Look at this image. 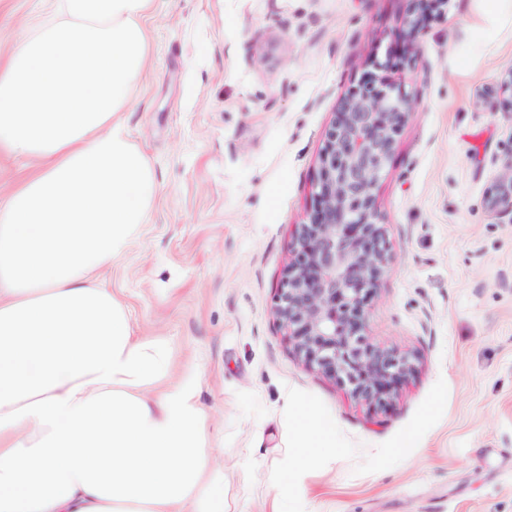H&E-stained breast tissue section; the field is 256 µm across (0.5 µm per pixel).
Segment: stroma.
Masks as SVG:
<instances>
[{
  "instance_id": "1",
  "label": "stroma",
  "mask_w": 512,
  "mask_h": 512,
  "mask_svg": "<svg viewBox=\"0 0 512 512\" xmlns=\"http://www.w3.org/2000/svg\"><path fill=\"white\" fill-rule=\"evenodd\" d=\"M153 0L150 63L123 118L150 160L148 221L101 274L137 336L192 377L224 512H512V114L478 102L512 66V0ZM52 0H0V44ZM387 78L409 116L374 194L391 261L366 339L414 357L385 408L306 367L278 326L341 100ZM336 446L292 481L288 400ZM414 7L404 24L411 33L417 34L425 17L446 3V0H412ZM490 208L497 214L512 216V165L498 178L489 199Z\"/></svg>"
}]
</instances>
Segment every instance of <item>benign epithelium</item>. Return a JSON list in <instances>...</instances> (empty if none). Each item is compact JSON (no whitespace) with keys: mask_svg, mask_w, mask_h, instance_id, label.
I'll use <instances>...</instances> for the list:
<instances>
[{"mask_svg":"<svg viewBox=\"0 0 512 512\" xmlns=\"http://www.w3.org/2000/svg\"><path fill=\"white\" fill-rule=\"evenodd\" d=\"M446 0H413L404 24L420 31L425 17ZM479 98L512 112V67ZM408 115L402 89L368 83L342 103L326 133L316 185L317 205L296 228L294 260L277 288L276 319L301 361L348 384L376 407L416 367L365 344V304L389 262L374 189L394 147V134ZM497 214H512V167L498 178L489 199Z\"/></svg>","mask_w":512,"mask_h":512,"instance_id":"obj_1","label":"benign epithelium"}]
</instances>
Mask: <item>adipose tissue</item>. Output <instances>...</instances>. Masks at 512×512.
Returning a JSON list of instances; mask_svg holds the SVG:
<instances>
[{"label":"adipose tissue","mask_w":512,"mask_h":512,"mask_svg":"<svg viewBox=\"0 0 512 512\" xmlns=\"http://www.w3.org/2000/svg\"><path fill=\"white\" fill-rule=\"evenodd\" d=\"M151 6L56 0L0 49V152L42 164L0 200V512H224L194 382L98 278L158 193L122 120Z\"/></svg>","instance_id":"obj_1"}]
</instances>
